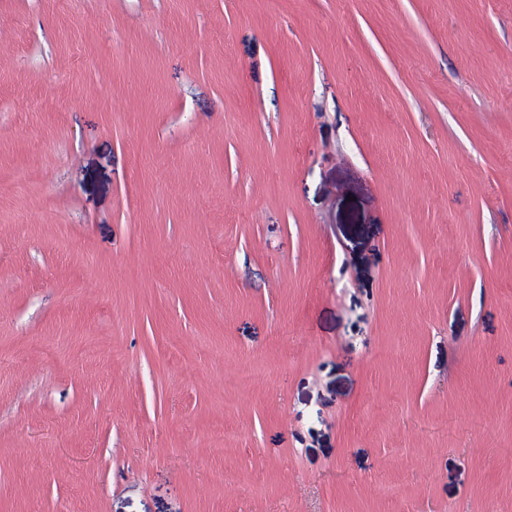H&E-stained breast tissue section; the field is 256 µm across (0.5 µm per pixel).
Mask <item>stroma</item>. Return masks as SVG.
Here are the masks:
<instances>
[{"label":"stroma","mask_w":512,"mask_h":512,"mask_svg":"<svg viewBox=\"0 0 512 512\" xmlns=\"http://www.w3.org/2000/svg\"><path fill=\"white\" fill-rule=\"evenodd\" d=\"M0 512H512V0H0Z\"/></svg>","instance_id":"stroma-1"}]
</instances>
